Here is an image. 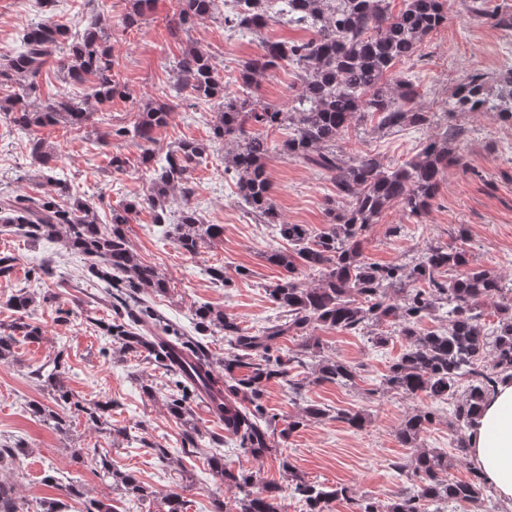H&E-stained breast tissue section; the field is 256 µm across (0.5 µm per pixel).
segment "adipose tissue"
Here are the masks:
<instances>
[{
    "instance_id": "ef3b65f1",
    "label": "adipose tissue",
    "mask_w": 512,
    "mask_h": 512,
    "mask_svg": "<svg viewBox=\"0 0 512 512\" xmlns=\"http://www.w3.org/2000/svg\"><path fill=\"white\" fill-rule=\"evenodd\" d=\"M470 458L498 497L512 501V382L496 386L475 420Z\"/></svg>"
}]
</instances>
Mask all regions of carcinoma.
<instances>
[{
	"mask_svg": "<svg viewBox=\"0 0 512 512\" xmlns=\"http://www.w3.org/2000/svg\"><path fill=\"white\" fill-rule=\"evenodd\" d=\"M46 18L24 36V50L0 58V85L17 86L12 97L0 103V111L11 114L21 131L62 124L78 134L93 122L88 102L68 94L51 98L32 108L28 99L36 90V79L46 59L64 43L66 54L58 58V69L71 84L93 82L95 99L104 102L118 92L114 79L115 60L107 28L93 27L76 41L53 19L55 0H41ZM234 0V11L224 16L228 30L254 35L277 17L299 24L312 32L307 40L265 41L262 53L245 62L237 80L238 89L229 91L219 77L210 56L198 45L186 46L174 61L177 85L195 98L219 101L220 111L213 125V137L230 146L228 165L237 177L238 194L252 215L262 224L278 228L294 248L272 250L267 261L282 268L286 276L267 288L285 321L257 331L243 328L237 319L208 304L194 311L193 330L202 336L219 329L229 352L223 361L207 354L201 341L156 314L143 294H166L169 282L156 267L138 261L127 238L125 225L141 207L154 212L157 224L165 222L171 193L179 192L182 208L171 234L180 250L194 255L205 244L221 238L224 227L206 224L191 202V169L206 154V147L194 140H182L155 164L150 145L153 133L168 123L169 105L148 103L137 112L132 127L116 134L132 135L143 147L141 162L152 171L142 198L112 209L111 223L104 227L90 205L67 180L50 175L52 156L44 141L30 139L31 164L43 173L49 192L34 200L26 195L0 199V226L14 229L34 241L61 243L89 262L92 276L106 284V298L116 310V319L106 327L112 344L125 351L143 352L178 377L177 392L168 404L170 414L183 427V439L197 447L200 429L191 403L200 401L208 412L224 423L225 437L234 440L244 453L261 458L279 447L305 424L329 417L330 410L310 405L286 427L277 428L276 415L268 412L264 395L268 383L279 381L290 399L302 397L311 385L333 383L343 387L356 384L360 367L342 358L324 356V344L315 331L349 333L370 331L373 344L386 345L397 336L406 342L403 352L391 363L381 381V392L417 395L432 400H456L453 413L460 435L458 456L468 455V431L487 395L502 380H512V285L498 274L474 265L469 251L460 246L429 244L422 256L408 263H368L363 244L371 227L383 213L398 204L412 216L426 213L437 198L444 172L460 164L452 143L461 126L445 124L436 136L422 143L412 158L386 164L368 152L347 157L337 143L352 122L377 118V128L393 130L403 126H424L434 122L433 114L414 107L420 94L416 85L393 72L408 62L420 47L448 20L446 0H403L394 12L390 0ZM148 0H132L124 24H140ZM214 0H178V12L169 20L170 30L182 29L211 14ZM475 17L496 18V24L512 28V15L488 10L487 0H470ZM287 63L301 79L300 91L286 109L262 106L254 97L259 78ZM445 115L457 118L471 112H495L500 120L512 122V67L499 71L493 82L484 74H467L446 101ZM286 130L276 143L264 136L266 130ZM277 151L302 159L326 175L336 188L327 201L326 227L311 231L305 224L286 223L272 199V183L265 168L266 157ZM318 275L308 285L298 272ZM497 301L499 315L494 332H485L483 305ZM31 299L23 293L9 299L16 318L0 330V359L10 352L17 337L33 338L39 328L27 322ZM444 315L448 326L426 333L418 324L426 317ZM293 334L300 338L297 349L274 352V341ZM60 360L47 372L38 370L58 392L64 404L69 391L58 379ZM88 421L99 424L110 404L86 407L73 403ZM431 411L407 416L396 438L416 452L394 466L411 482L413 489H401L382 506L370 498H356L344 484L329 489L310 482L280 453L279 465L288 473L290 494L303 502L305 512H328L333 500H346L355 512H425L433 503H461L478 499L486 487L477 471L466 481L447 478L452 460L438 451H419L422 435L433 423ZM96 473L107 486L124 494L147 500L152 493L132 474L115 468L109 453L92 450ZM213 474L225 486L234 488V507L213 499L212 512H282V488L274 483L263 492L252 490V475L224 466L219 455L208 458ZM45 484L59 485L72 500L85 497L76 484L60 485L52 475ZM0 512H20L13 487L0 484Z\"/></svg>",
	"mask_w": 512,
	"mask_h": 512,
	"instance_id": "obj_1",
	"label": "carcinoma"
}]
</instances>
